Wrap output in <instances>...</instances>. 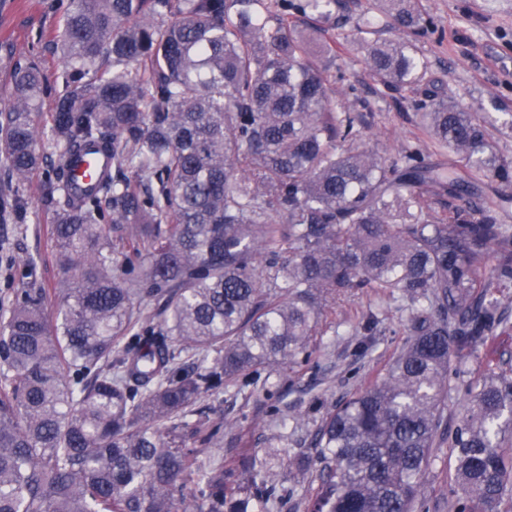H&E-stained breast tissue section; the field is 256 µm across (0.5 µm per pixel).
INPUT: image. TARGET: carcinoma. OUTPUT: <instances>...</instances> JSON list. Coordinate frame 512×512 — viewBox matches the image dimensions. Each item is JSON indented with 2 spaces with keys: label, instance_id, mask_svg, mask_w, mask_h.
Instances as JSON below:
<instances>
[{
  "label": "carcinoma",
  "instance_id": "carcinoma-1",
  "mask_svg": "<svg viewBox=\"0 0 512 512\" xmlns=\"http://www.w3.org/2000/svg\"><path fill=\"white\" fill-rule=\"evenodd\" d=\"M412 34L414 0H387ZM336 0H61L64 89L49 117L39 60L0 102V163L41 200L65 279L0 304V512H247L191 421L202 395L307 352L327 310L377 288L408 312L386 375L327 413L311 512H412L433 448L454 459L451 512H503L512 486V375L465 387L452 435L449 372L512 335V224L480 178L512 186L483 120L443 95L411 39L361 38L383 87L420 91L424 130L462 167L361 143L300 18ZM50 147L58 156L45 154ZM109 159L82 193L69 159ZM54 301L55 311L47 304ZM159 306L161 321L142 317ZM137 337L120 347L127 336ZM203 355L186 371L175 347ZM215 353L208 358L209 353ZM267 509L263 464H242Z\"/></svg>",
  "mask_w": 512,
  "mask_h": 512
}]
</instances>
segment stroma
<instances>
[{
  "label": "stroma",
  "instance_id": "35a3bbf8",
  "mask_svg": "<svg viewBox=\"0 0 512 512\" xmlns=\"http://www.w3.org/2000/svg\"><path fill=\"white\" fill-rule=\"evenodd\" d=\"M420 4L436 27L435 33L416 40L432 79L448 97L477 112L499 154L512 159V0ZM61 27L62 14L54 0H0V100L11 93L16 63L32 56L39 58L49 81H61L63 67L54 49ZM363 29L380 39L406 35L388 15L385 0H336L335 13L323 27L325 36L336 41L330 88L337 101L358 116L363 145L387 158L418 149L431 161L448 162V152L434 145L411 108V91L385 89L372 76L358 42ZM41 179V173H34L20 189L29 199V232H21L13 222H0V297L33 280L53 288L64 276L49 232L51 211L39 199ZM27 257L35 259L34 271L23 266ZM372 312L379 323L366 337L360 327ZM406 317L381 291L350 294L329 311L319 334L311 338L309 358L273 368L266 387L242 389L229 383L202 396L194 406L196 418L226 422L218 435L225 486L235 488L239 498H249L239 465L254 456L266 461V479L283 498L273 512H308L318 471L295 473L289 458L314 460L311 441L326 413L367 381L385 376L408 341ZM492 348L503 369L512 368V336L494 338ZM489 349L464 358L459 373L451 375L445 409L449 427H456L463 416L464 386L480 378ZM434 455L415 512H448L454 462L448 448L436 449Z\"/></svg>",
  "mask_w": 512,
  "mask_h": 512
}]
</instances>
